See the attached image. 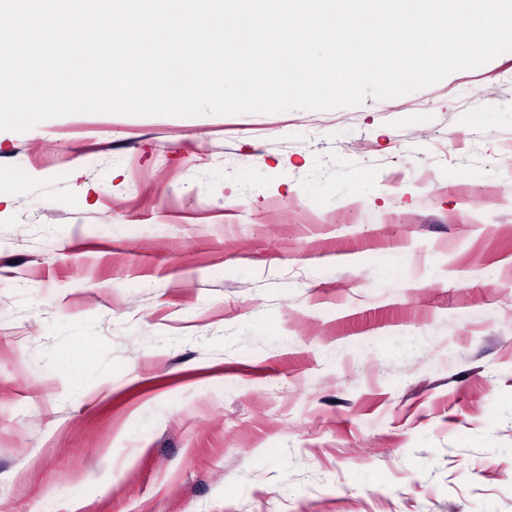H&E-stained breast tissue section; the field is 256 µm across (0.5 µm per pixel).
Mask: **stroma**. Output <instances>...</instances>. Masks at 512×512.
Segmentation results:
<instances>
[{"instance_id":"obj_1","label":"stroma","mask_w":512,"mask_h":512,"mask_svg":"<svg viewBox=\"0 0 512 512\" xmlns=\"http://www.w3.org/2000/svg\"><path fill=\"white\" fill-rule=\"evenodd\" d=\"M511 142L512 51L0 131V512H512Z\"/></svg>"}]
</instances>
